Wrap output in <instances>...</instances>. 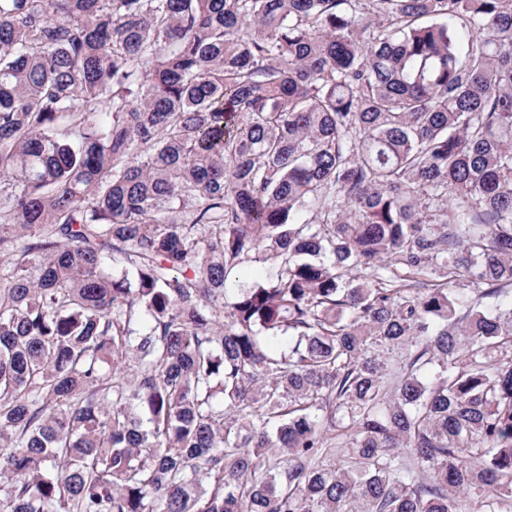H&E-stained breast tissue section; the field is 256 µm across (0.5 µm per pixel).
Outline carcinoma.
<instances>
[{
	"mask_svg": "<svg viewBox=\"0 0 512 512\" xmlns=\"http://www.w3.org/2000/svg\"><path fill=\"white\" fill-rule=\"evenodd\" d=\"M0 480L512 512V0H0ZM271 268L268 264L246 262L235 268L230 276V282H253L265 279L269 276Z\"/></svg>",
	"mask_w": 512,
	"mask_h": 512,
	"instance_id": "cac0c4a2",
	"label": "carcinoma"
}]
</instances>
